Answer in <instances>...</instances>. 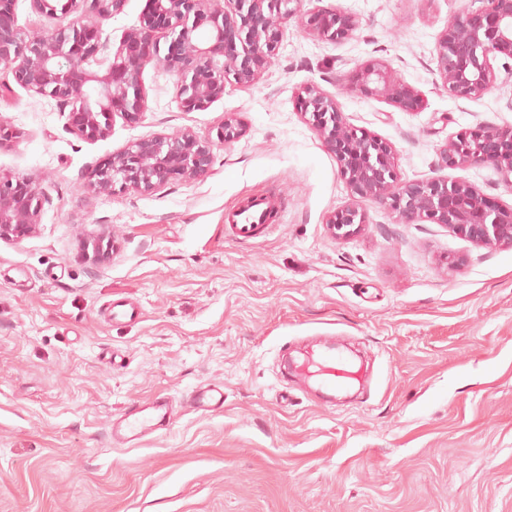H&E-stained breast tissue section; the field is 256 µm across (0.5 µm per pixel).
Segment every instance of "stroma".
Instances as JSON below:
<instances>
[{"label":"stroma","instance_id":"1","mask_svg":"<svg viewBox=\"0 0 512 512\" xmlns=\"http://www.w3.org/2000/svg\"><path fill=\"white\" fill-rule=\"evenodd\" d=\"M323 3L359 28L327 42L288 20L261 79L204 111L183 110L175 75L148 65L140 121L115 118L97 141L0 71V122L20 132L0 176L34 177L43 200L34 234L0 241V512H512V246L352 200L297 103L310 84L334 94L393 147L400 182L444 176L512 207L500 169L439 166L459 134L512 126V81L473 100L438 83L437 42L471 0ZM378 62L418 108L352 88ZM228 112L247 131L215 143L207 175L88 190L131 142L214 139ZM271 190V230L234 235L227 215ZM352 203L361 231L333 237L327 217ZM103 231L114 249L95 264L84 243ZM115 303L139 317H110ZM328 336L369 365L359 397L329 403L287 381L286 353ZM207 383L224 406L194 410ZM166 395L168 429L113 443L119 413Z\"/></svg>","mask_w":512,"mask_h":512}]
</instances>
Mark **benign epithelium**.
I'll use <instances>...</instances> for the list:
<instances>
[{"instance_id": "1", "label": "benign epithelium", "mask_w": 512, "mask_h": 512, "mask_svg": "<svg viewBox=\"0 0 512 512\" xmlns=\"http://www.w3.org/2000/svg\"><path fill=\"white\" fill-rule=\"evenodd\" d=\"M14 0H0V69L12 73L27 91L70 108L72 133L84 140L104 139L115 116L138 122L148 108L144 68L161 63L177 76L175 98L187 111H204L224 96L226 84L251 85L270 65L284 21L298 17L319 39L334 42L359 27L358 18L335 7L302 11L305 0H149L140 25L127 30L103 72L99 55L109 49L101 23L120 11L123 0H30L41 14L76 12V23L47 34L22 31ZM448 21L438 40L437 73L443 87L462 99L479 98L497 81L492 60L512 59V0H478ZM356 89L382 95L409 111L419 100L413 86L391 79L376 63L355 76ZM300 111L327 148L336 153L352 197L373 200L413 224L427 219L444 224L477 244L512 245V207H501L463 181L437 177L402 183L389 143L347 122L336 96L315 84L298 93ZM245 125L234 112L224 114L217 138L229 144ZM444 167L490 164L512 174V127L461 135L440 153ZM213 162L212 142L190 130L140 138L98 166L88 188L109 194L117 189L151 193L172 178L195 179ZM41 197L30 176L0 177V241H17L40 224ZM365 223L355 205L329 216L336 238L358 233ZM93 259L112 252L108 233L90 236Z\"/></svg>"}]
</instances>
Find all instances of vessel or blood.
I'll return each instance as SVG.
<instances>
[{
	"instance_id": "obj_1",
	"label": "vessel or blood",
	"mask_w": 512,
	"mask_h": 512,
	"mask_svg": "<svg viewBox=\"0 0 512 512\" xmlns=\"http://www.w3.org/2000/svg\"><path fill=\"white\" fill-rule=\"evenodd\" d=\"M271 208V201L262 194L248 206L233 211L228 222L238 237L248 239L268 224ZM293 370L304 381L314 382L328 391L347 388L359 379L358 369L331 345L307 349L294 362ZM192 397L196 409L214 410L224 405V388L208 385L194 391ZM172 415L173 404L167 397L135 405L120 415L112 428L113 438L121 444H138L145 436L170 426Z\"/></svg>"
}]
</instances>
